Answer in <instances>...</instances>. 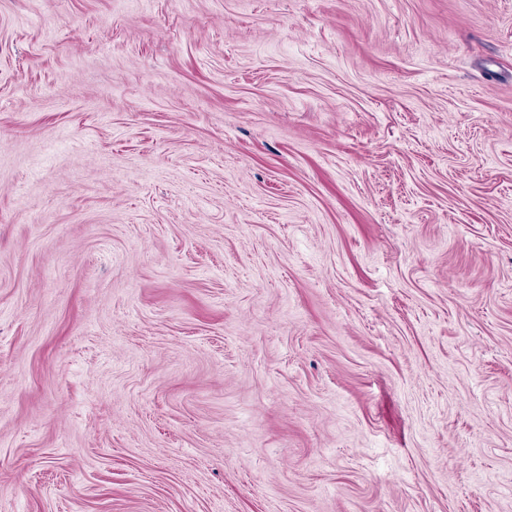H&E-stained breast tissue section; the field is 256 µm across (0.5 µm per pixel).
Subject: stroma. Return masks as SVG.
I'll return each mask as SVG.
<instances>
[{"label":"stroma","instance_id":"obj_1","mask_svg":"<svg viewBox=\"0 0 512 512\" xmlns=\"http://www.w3.org/2000/svg\"><path fill=\"white\" fill-rule=\"evenodd\" d=\"M0 512H512V0H0Z\"/></svg>","mask_w":512,"mask_h":512}]
</instances>
